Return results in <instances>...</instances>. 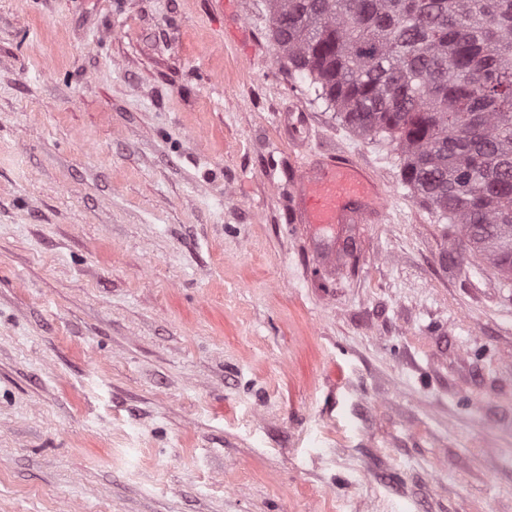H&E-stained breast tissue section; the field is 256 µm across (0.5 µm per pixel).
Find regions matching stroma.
<instances>
[{"label": "stroma", "instance_id": "35a3bbf8", "mask_svg": "<svg viewBox=\"0 0 512 512\" xmlns=\"http://www.w3.org/2000/svg\"><path fill=\"white\" fill-rule=\"evenodd\" d=\"M269 28L0 0V512H512V281ZM323 152L371 223L291 222Z\"/></svg>", "mask_w": 512, "mask_h": 512}]
</instances>
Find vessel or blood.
I'll return each instance as SVG.
<instances>
[{
	"label": "vessel or blood",
	"mask_w": 512,
	"mask_h": 512,
	"mask_svg": "<svg viewBox=\"0 0 512 512\" xmlns=\"http://www.w3.org/2000/svg\"><path fill=\"white\" fill-rule=\"evenodd\" d=\"M379 191L367 171L344 157L322 156L297 179L298 224H338L352 219L370 222L378 206Z\"/></svg>",
	"instance_id": "obj_1"
}]
</instances>
